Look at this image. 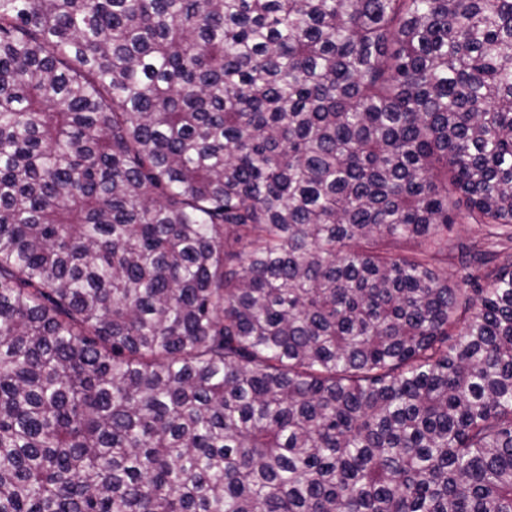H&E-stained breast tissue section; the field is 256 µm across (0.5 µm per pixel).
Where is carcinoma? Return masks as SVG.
Wrapping results in <instances>:
<instances>
[{"instance_id": "1", "label": "carcinoma", "mask_w": 512, "mask_h": 512, "mask_svg": "<svg viewBox=\"0 0 512 512\" xmlns=\"http://www.w3.org/2000/svg\"><path fill=\"white\" fill-rule=\"evenodd\" d=\"M511 243L512 0H0V512H512Z\"/></svg>"}]
</instances>
